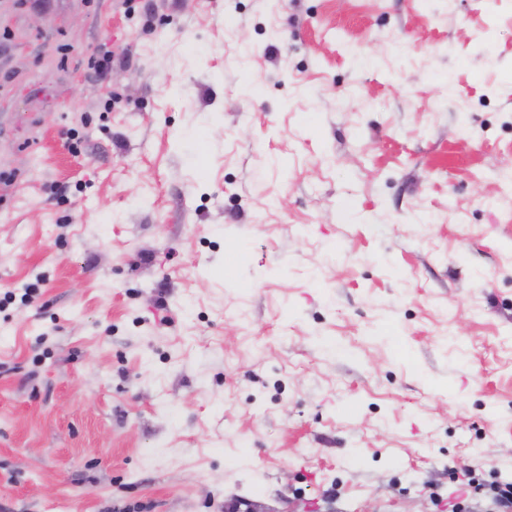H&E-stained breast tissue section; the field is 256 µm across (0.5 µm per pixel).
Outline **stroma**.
<instances>
[{
	"mask_svg": "<svg viewBox=\"0 0 512 512\" xmlns=\"http://www.w3.org/2000/svg\"><path fill=\"white\" fill-rule=\"evenodd\" d=\"M136 3L0 0V512L512 479V0Z\"/></svg>",
	"mask_w": 512,
	"mask_h": 512,
	"instance_id": "1",
	"label": "stroma"
}]
</instances>
